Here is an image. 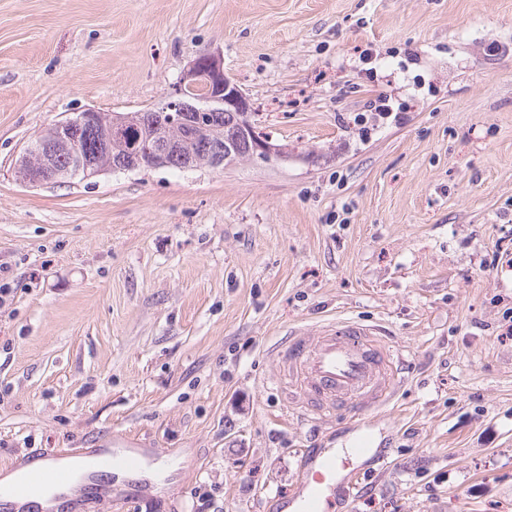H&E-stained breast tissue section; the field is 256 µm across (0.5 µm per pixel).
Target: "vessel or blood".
<instances>
[{"label":"vessel or blood","mask_w":512,"mask_h":512,"mask_svg":"<svg viewBox=\"0 0 512 512\" xmlns=\"http://www.w3.org/2000/svg\"><path fill=\"white\" fill-rule=\"evenodd\" d=\"M272 355L283 370L286 408L326 423L357 422L387 406L404 364L402 352L379 332L352 319L326 323L314 335L291 333L274 345ZM370 453L364 439L340 452L317 449L296 491L280 499V512H334L344 473ZM174 472V461L146 455L129 437L116 434L92 461L53 457L26 469L17 484L0 489V512H73V503L88 497L114 504L128 486L152 496Z\"/></svg>","instance_id":"1"}]
</instances>
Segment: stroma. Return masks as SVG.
Segmentation results:
<instances>
[{"instance_id":"35a3bbf8","label":"stroma","mask_w":512,"mask_h":512,"mask_svg":"<svg viewBox=\"0 0 512 512\" xmlns=\"http://www.w3.org/2000/svg\"><path fill=\"white\" fill-rule=\"evenodd\" d=\"M220 53L284 157L40 187L26 148ZM387 105H380V97ZM512 0H0V478L112 434L180 466L125 512H273L302 451L390 452L338 512H512ZM355 318L390 408L288 413L265 350Z\"/></svg>"}]
</instances>
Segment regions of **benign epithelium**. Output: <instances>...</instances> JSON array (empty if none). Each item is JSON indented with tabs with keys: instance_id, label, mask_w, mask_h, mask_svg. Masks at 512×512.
Here are the masks:
<instances>
[{
	"instance_id": "7a95c632",
	"label": "benign epithelium",
	"mask_w": 512,
	"mask_h": 512,
	"mask_svg": "<svg viewBox=\"0 0 512 512\" xmlns=\"http://www.w3.org/2000/svg\"><path fill=\"white\" fill-rule=\"evenodd\" d=\"M249 99L242 90L224 74L221 56L204 52L194 58L180 77L174 92L160 107L166 113L164 128L144 136V141L136 142L129 148V157H121L104 167L94 157L84 152L71 137V132L85 125H93L102 120V114L91 108L74 113V116L50 125L27 149L19 163L20 180L29 186L38 187L58 183L70 176L80 175L89 180L109 171H135L142 168H167L175 158L184 161L183 168L194 164L178 156L177 141L171 132L188 129L196 124L205 112H248ZM141 122L134 112L111 114L107 127L110 132H119L129 125ZM233 139L245 145L251 157L267 159L281 155L280 148L259 134L255 124L240 125L230 133ZM60 153L71 154L73 170H62L56 164ZM231 158L222 144H217L207 153L209 167L224 168Z\"/></svg>"
}]
</instances>
